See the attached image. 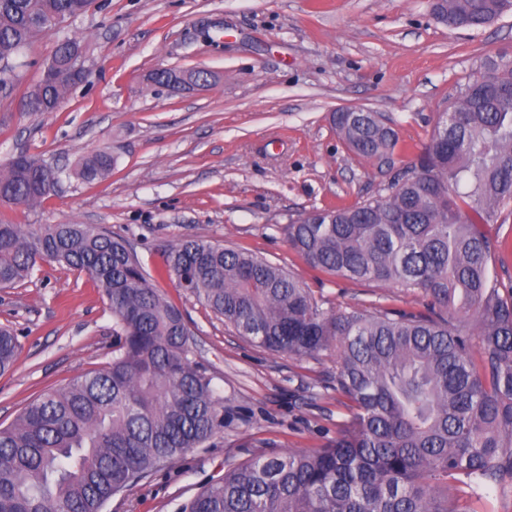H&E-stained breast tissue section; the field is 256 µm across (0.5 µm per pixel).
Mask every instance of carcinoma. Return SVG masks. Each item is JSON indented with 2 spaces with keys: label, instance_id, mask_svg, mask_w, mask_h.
<instances>
[{
  "label": "carcinoma",
  "instance_id": "1",
  "mask_svg": "<svg viewBox=\"0 0 512 512\" xmlns=\"http://www.w3.org/2000/svg\"><path fill=\"white\" fill-rule=\"evenodd\" d=\"M93 0H0V88L14 57ZM437 20L484 27L512 0H435ZM90 70L81 41L57 43L22 99L55 112ZM427 144L385 194L300 216L289 247L355 283L420 291L426 313L371 305L323 310L310 288L265 258L194 238L165 251L179 287L269 351L336 354L351 416L329 448L259 457L228 469L182 512H464L457 486H512V283L490 276L512 215V55L477 61ZM358 157L392 161L396 130L375 112L333 120ZM105 149L76 175L105 179ZM61 170L27 153L0 166V205L33 208ZM40 262L85 273L112 309V362L33 399L0 428V512H102L112 496L173 464L224 428L223 398L195 359L180 311L123 238L92 224L0 220V288ZM19 346L0 326V373Z\"/></svg>",
  "mask_w": 512,
  "mask_h": 512
}]
</instances>
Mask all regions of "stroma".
I'll return each instance as SVG.
<instances>
[{
    "label": "stroma",
    "instance_id": "obj_1",
    "mask_svg": "<svg viewBox=\"0 0 512 512\" xmlns=\"http://www.w3.org/2000/svg\"><path fill=\"white\" fill-rule=\"evenodd\" d=\"M433 0H94L88 12L26 48L13 89L0 90V164L25 152L57 165L58 190L39 207H1L15 224L77 221L128 240L156 287L183 314L198 361L224 398V429L178 462L114 495L103 512H181L231 467L271 451L324 448L349 417L320 383L336 358L270 352L225 326L162 274V253L192 237L256 252L308 284L330 307L372 303L423 310L417 291L354 284L312 268L284 227L298 216L377 196L429 139L457 85L485 54H512V13L473 30L433 16ZM87 49L88 81L55 112L21 97L56 42ZM159 68L206 69L215 83L180 94L152 85ZM382 114L399 133L392 162L351 154L330 118ZM109 148L111 175L74 169ZM0 325L20 353L0 376V425L41 393L112 360V311L94 283L56 264L0 289Z\"/></svg>",
    "mask_w": 512,
    "mask_h": 512
}]
</instances>
